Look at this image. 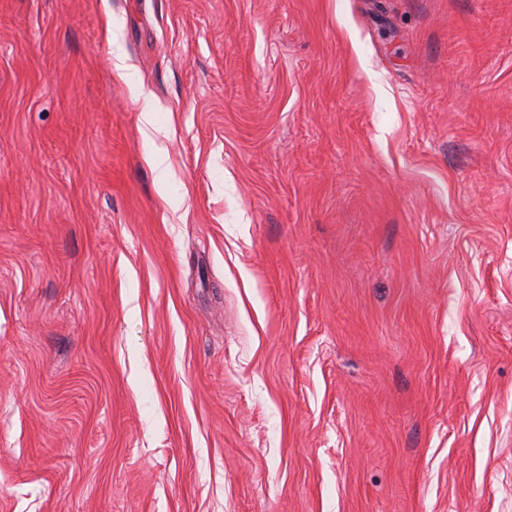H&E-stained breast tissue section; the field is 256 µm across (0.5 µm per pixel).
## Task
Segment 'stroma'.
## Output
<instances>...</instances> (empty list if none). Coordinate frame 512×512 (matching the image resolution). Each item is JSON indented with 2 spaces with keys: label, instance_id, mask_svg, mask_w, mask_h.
Instances as JSON below:
<instances>
[{
  "label": "stroma",
  "instance_id": "obj_1",
  "mask_svg": "<svg viewBox=\"0 0 512 512\" xmlns=\"http://www.w3.org/2000/svg\"><path fill=\"white\" fill-rule=\"evenodd\" d=\"M0 512H512V0H0Z\"/></svg>",
  "mask_w": 512,
  "mask_h": 512
}]
</instances>
